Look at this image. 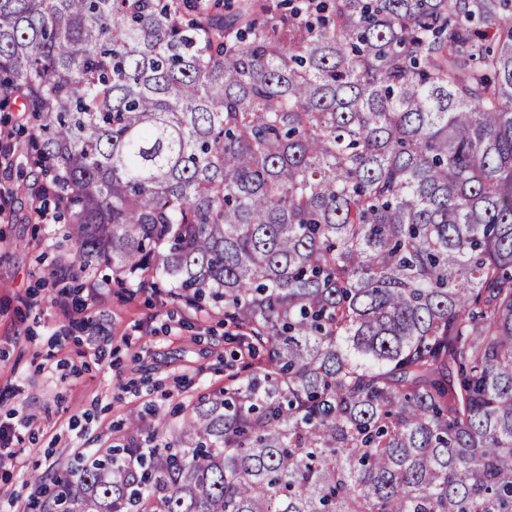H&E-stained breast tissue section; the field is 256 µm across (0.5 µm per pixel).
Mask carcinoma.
Instances as JSON below:
<instances>
[{"label":"carcinoma","instance_id":"carcinoma-1","mask_svg":"<svg viewBox=\"0 0 512 512\" xmlns=\"http://www.w3.org/2000/svg\"><path fill=\"white\" fill-rule=\"evenodd\" d=\"M70 254L245 374L34 512H512V0H0Z\"/></svg>","mask_w":512,"mask_h":512}]
</instances>
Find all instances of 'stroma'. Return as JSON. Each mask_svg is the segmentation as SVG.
<instances>
[{
	"label": "stroma",
	"instance_id": "1",
	"mask_svg": "<svg viewBox=\"0 0 512 512\" xmlns=\"http://www.w3.org/2000/svg\"><path fill=\"white\" fill-rule=\"evenodd\" d=\"M0 185V425L17 454L0 466V500L27 512L37 477L111 446L129 413L168 414L222 388L240 343L221 314L172 303L163 286L112 283L93 300L58 278L60 224L41 217L31 180Z\"/></svg>",
	"mask_w": 512,
	"mask_h": 512
}]
</instances>
